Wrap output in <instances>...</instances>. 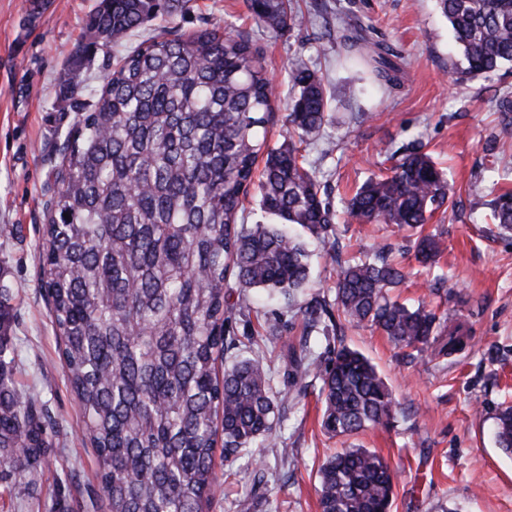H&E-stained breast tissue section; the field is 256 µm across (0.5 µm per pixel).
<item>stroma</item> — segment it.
Masks as SVG:
<instances>
[{
    "mask_svg": "<svg viewBox=\"0 0 512 512\" xmlns=\"http://www.w3.org/2000/svg\"><path fill=\"white\" fill-rule=\"evenodd\" d=\"M27 0H0V280L11 285L12 343L18 388L36 396L51 414L52 443L36 488L26 481H0V512H88L96 488V455L82 442L83 418L63 373L58 340L38 279L40 229L54 164L50 146L73 121L59 86L69 54L88 39L85 20L97 0H50L39 14ZM354 19L373 27L401 57L404 79L387 91L367 69L340 67L336 0H296L307 24L273 33L258 27L249 0H191L188 11L159 16L149 26L189 33L214 25L250 32L275 86L270 146L287 133L288 64L302 59L321 74L329 91L327 121L303 152L338 213L330 236L344 256L375 246L407 271L394 299L414 307L434 302L442 325L463 324L467 348L443 357L395 347L368 326L343 325L346 344L377 366L399 402L386 426L351 437H329L320 426V381L308 377L299 403L276 427L292 457L255 454L235 462L217 460L219 489L209 512H320L318 470L346 448L381 455L394 479L391 512H512V453L499 448L496 414L512 404V231L494 224L487 200L512 190V125L502 122L492 97L512 90V71L458 83L460 57L436 0H354ZM335 143L325 154L327 143ZM422 144L448 173L456 208L437 212L427 226L442 242L430 271L419 272L411 232L387 224H357L342 213L341 200L368 179L385 174L395 152ZM446 277L447 295L432 296L435 277ZM265 361L275 389L288 391L283 357L304 327L284 301L252 300L238 318L237 333L258 322Z\"/></svg>",
    "mask_w": 512,
    "mask_h": 512,
    "instance_id": "35a3bbf8",
    "label": "stroma"
}]
</instances>
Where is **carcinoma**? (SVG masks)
Listing matches in <instances>:
<instances>
[{"mask_svg":"<svg viewBox=\"0 0 512 512\" xmlns=\"http://www.w3.org/2000/svg\"><path fill=\"white\" fill-rule=\"evenodd\" d=\"M458 44L459 79L488 78L512 64V0H437ZM190 0H98L90 37L70 53L63 99L76 117L59 134L55 187L45 211L40 283L60 338L68 383L84 418L83 443L97 455L98 493L106 512H208L217 492L216 448L232 462L258 444L288 457L275 430L297 396L274 390L262 359L229 354L246 345L233 328L249 292L278 296L303 316L307 333L286 355L288 379L312 371L310 332L324 312L305 297L312 251L296 225L323 244L338 267L337 310L367 323L405 349L451 356L463 349V326L437 330L425 303L389 297L406 278L377 250L347 260L328 246L332 213L300 149L326 120L324 79L303 63L288 67V140L266 147L273 82L251 37L221 26L178 33L163 29L126 47L149 18L183 12ZM256 24L299 29L304 15L290 0H250ZM336 41L376 82L401 86L398 55L336 6ZM102 55L98 92L76 81ZM512 121V92L495 99ZM265 156L257 170L259 156ZM256 187L266 224H240ZM445 174L419 149L397 156L390 173L365 182L345 202L359 224L418 231L416 258L435 261L440 243L423 227L448 203ZM492 219L512 230V190L491 203ZM235 279L239 299L226 285ZM10 285L0 284V467L34 480L51 448L47 408L14 379ZM321 375V427L355 435L393 419L397 401L372 361L336 336ZM501 448L512 451V406L496 415ZM393 474L366 448H349L319 470L320 512H387Z\"/></svg>","mask_w":512,"mask_h":512,"instance_id":"obj_1","label":"carcinoma"}]
</instances>
